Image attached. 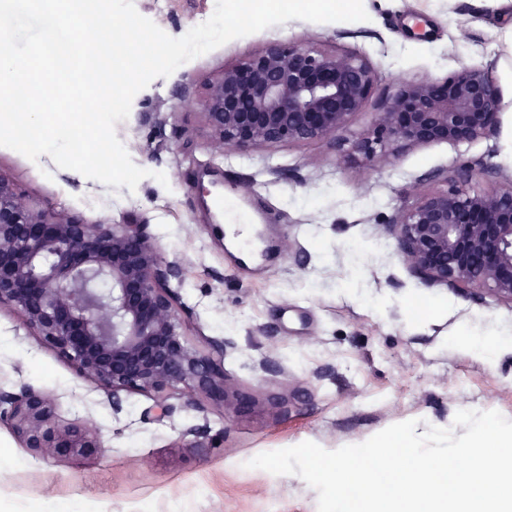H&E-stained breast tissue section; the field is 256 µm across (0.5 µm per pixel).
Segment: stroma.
<instances>
[{"label": "stroma", "mask_w": 512, "mask_h": 512, "mask_svg": "<svg viewBox=\"0 0 512 512\" xmlns=\"http://www.w3.org/2000/svg\"><path fill=\"white\" fill-rule=\"evenodd\" d=\"M137 11L179 38L212 15L215 0H133ZM368 20H291L231 40L139 91L115 132L148 170L136 189L30 161L0 147V176L37 206L99 221L147 225L182 266L171 287L183 331L219 362L243 403L198 413L174 396L158 418L149 394L105 391L39 342L10 306H0V389L28 385L54 398L62 425L93 419L104 444L91 458L42 457L0 420V512H317L318 493L296 475L250 468L256 455L312 441L327 450L359 444L386 427L418 420L454 428L460 404L512 419V304L417 278L403 262L390 220L423 194L446 189L444 174L484 162L512 176V50L500 38L512 9L493 0H364ZM467 25L466 41L454 28ZM309 40L364 51L377 71L362 112L341 132L343 150L312 142L239 156L209 145L198 104L225 67L272 40ZM489 69L504 98L496 129L463 143L407 146L365 166L350 143L373 134L375 111L402 80L442 79L460 64ZM176 172L169 185L155 175ZM253 196L269 216L274 251L239 266L224 248L214 199L221 188ZM276 357L281 373L259 367ZM207 423L189 447L182 432Z\"/></svg>", "instance_id": "obj_1"}]
</instances>
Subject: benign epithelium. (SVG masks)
<instances>
[{"instance_id":"obj_1","label":"benign epithelium","mask_w":512,"mask_h":512,"mask_svg":"<svg viewBox=\"0 0 512 512\" xmlns=\"http://www.w3.org/2000/svg\"><path fill=\"white\" fill-rule=\"evenodd\" d=\"M375 70L362 53L306 42H273L227 67L199 102L217 149L337 142L368 103ZM502 94L487 68L463 65L442 80L402 81L376 113L374 138L351 150L369 164L402 146L462 143L495 129ZM475 177L497 187L474 192ZM400 253L420 279L456 291L490 293L512 304V179L487 164L465 163L454 184L424 194L392 219ZM177 260L162 255L144 224H88L34 206L0 177V305L23 318L39 341L94 380L121 409L120 393L156 397L169 416L180 392L204 413L240 399L213 358L182 331ZM12 430L34 452L90 457L103 444L95 424L61 426L51 398L30 386L0 392Z\"/></svg>"}]
</instances>
